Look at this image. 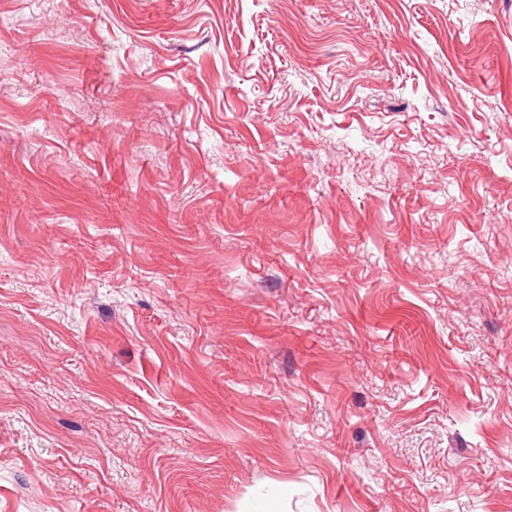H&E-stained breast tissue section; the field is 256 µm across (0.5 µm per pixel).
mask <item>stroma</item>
<instances>
[{
    "mask_svg": "<svg viewBox=\"0 0 512 512\" xmlns=\"http://www.w3.org/2000/svg\"><path fill=\"white\" fill-rule=\"evenodd\" d=\"M0 512H512V0H0Z\"/></svg>",
    "mask_w": 512,
    "mask_h": 512,
    "instance_id": "1",
    "label": "stroma"
}]
</instances>
